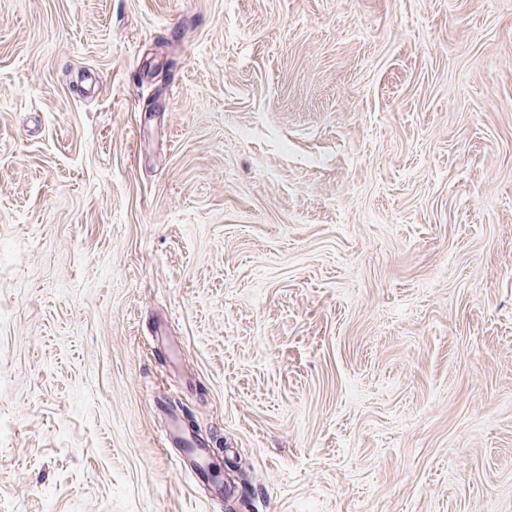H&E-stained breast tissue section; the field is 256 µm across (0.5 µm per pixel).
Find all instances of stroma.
I'll return each mask as SVG.
<instances>
[{
    "instance_id": "35a3bbf8",
    "label": "stroma",
    "mask_w": 512,
    "mask_h": 512,
    "mask_svg": "<svg viewBox=\"0 0 512 512\" xmlns=\"http://www.w3.org/2000/svg\"><path fill=\"white\" fill-rule=\"evenodd\" d=\"M0 512H512V0H0ZM164 441L167 443H172L174 441L180 442L188 446L189 451H187L189 455L190 462H193L198 470H202L209 457L208 448L201 447L200 444L194 442L189 435L181 432L177 425L172 424L164 434Z\"/></svg>"
}]
</instances>
